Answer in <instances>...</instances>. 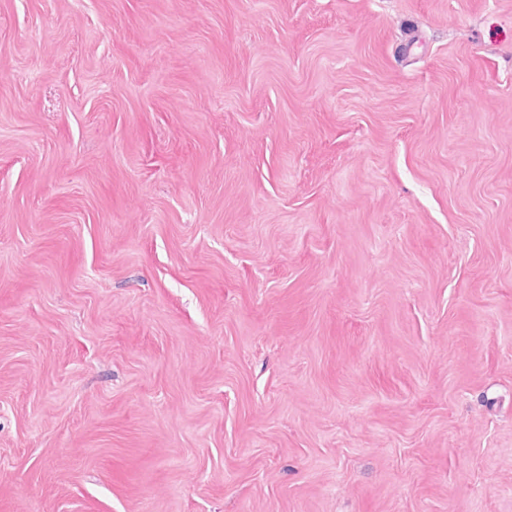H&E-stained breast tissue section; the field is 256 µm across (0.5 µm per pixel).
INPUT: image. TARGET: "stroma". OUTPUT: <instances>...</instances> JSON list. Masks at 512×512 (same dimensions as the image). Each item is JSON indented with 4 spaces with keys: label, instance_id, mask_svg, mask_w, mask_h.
<instances>
[{
    "label": "stroma",
    "instance_id": "stroma-1",
    "mask_svg": "<svg viewBox=\"0 0 512 512\" xmlns=\"http://www.w3.org/2000/svg\"><path fill=\"white\" fill-rule=\"evenodd\" d=\"M0 512H512V0H0Z\"/></svg>",
    "mask_w": 512,
    "mask_h": 512
}]
</instances>
